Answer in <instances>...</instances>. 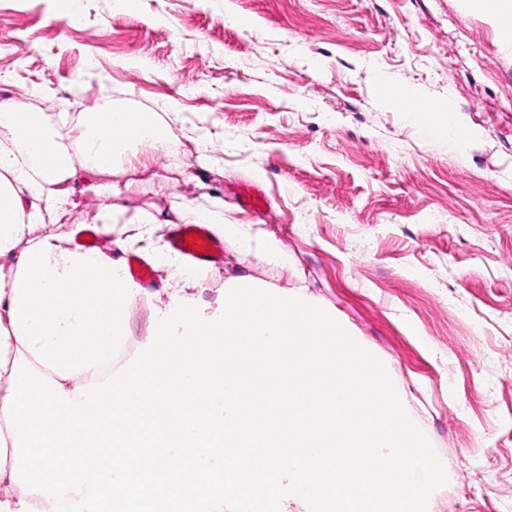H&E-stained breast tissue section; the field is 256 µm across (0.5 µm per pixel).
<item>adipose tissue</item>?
Listing matches in <instances>:
<instances>
[{"mask_svg":"<svg viewBox=\"0 0 512 512\" xmlns=\"http://www.w3.org/2000/svg\"><path fill=\"white\" fill-rule=\"evenodd\" d=\"M70 121L66 112L53 124L22 101L0 102V257L12 260L8 272L0 271V400L9 392L15 355L51 369L70 393L96 382L113 346L126 340V308L135 291L121 261L66 246L45 218L74 207L69 184L78 169H111L141 144L164 149L165 135L156 112L118 105L83 113L77 135L62 138L58 128ZM107 193L112 202L95 230L113 238L124 206L118 185ZM128 219L160 221L149 211ZM37 227L42 235L20 247L25 231ZM113 240L117 250L126 248L125 240Z\"/></svg>","mask_w":512,"mask_h":512,"instance_id":"adipose-tissue-1","label":"adipose tissue"}]
</instances>
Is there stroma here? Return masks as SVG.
Returning <instances> with one entry per match:
<instances>
[{
	"mask_svg": "<svg viewBox=\"0 0 512 512\" xmlns=\"http://www.w3.org/2000/svg\"><path fill=\"white\" fill-rule=\"evenodd\" d=\"M69 10L80 24L56 23ZM19 95L150 109L167 135L77 181L62 236L98 224L111 183L128 211L184 199L189 223L219 200L236 226L206 271L167 225L136 234L125 255L152 281L133 352L177 302L215 319L237 284L301 295L383 362L440 457L427 512H512V43L494 18L471 0H0V101ZM410 102L467 138L428 136Z\"/></svg>",
	"mask_w": 512,
	"mask_h": 512,
	"instance_id": "obj_1",
	"label": "stroma"
}]
</instances>
